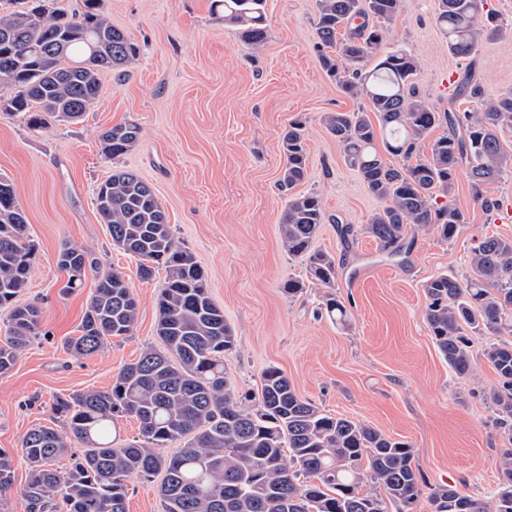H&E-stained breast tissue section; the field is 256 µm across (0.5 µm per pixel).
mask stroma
I'll use <instances>...</instances> for the list:
<instances>
[{"mask_svg": "<svg viewBox=\"0 0 512 512\" xmlns=\"http://www.w3.org/2000/svg\"><path fill=\"white\" fill-rule=\"evenodd\" d=\"M486 7L508 33L481 41L470 58L449 53L435 24L436 0H401L385 32L380 52L399 49L414 59L416 95L437 112L454 105L452 73L474 76L488 99L512 91V0ZM102 10L139 46L125 80L102 71L98 100L74 124L33 132L22 116L0 113V177L12 183L37 249L20 300L42 309L38 336L0 377V448L16 452L28 429L52 425L54 396L105 389L124 365L160 344L156 301L167 273L136 278L135 260L113 247L94 204L97 185L121 169L153 186L177 241L204 269L208 293L236 336L226 357L236 391H257L262 372L279 367L320 408L408 442L428 484L493 497L501 442L488 395L499 378L482 352L498 337L472 335L474 374L456 377L424 321V285L442 273L465 279L474 239L511 238L512 222L474 201L462 167L448 202L466 222L453 240L420 231L408 235L406 254L378 250L362 228L380 202L322 122L361 102L320 64L315 0H265L267 36L257 50L215 0H102ZM126 121L140 126L138 143L106 158L100 133ZM294 121L306 128L309 152L299 189L318 193L325 212L313 246L336 260L330 291L347 308L344 324L322 310L330 291L308 278L279 235L288 202L277 184L281 135ZM346 224L353 232L344 236ZM65 241L90 251L102 268L131 275L139 301L132 336L85 358L63 343L76 335L97 281L90 275L79 290L64 292L58 253ZM291 277L305 285L293 298L282 290Z\"/></svg>", "mask_w": 512, "mask_h": 512, "instance_id": "stroma-1", "label": "stroma"}]
</instances>
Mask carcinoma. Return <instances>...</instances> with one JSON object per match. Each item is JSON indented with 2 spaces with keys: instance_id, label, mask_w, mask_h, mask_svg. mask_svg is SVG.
<instances>
[{
  "instance_id": "1",
  "label": "carcinoma",
  "mask_w": 512,
  "mask_h": 512,
  "mask_svg": "<svg viewBox=\"0 0 512 512\" xmlns=\"http://www.w3.org/2000/svg\"><path fill=\"white\" fill-rule=\"evenodd\" d=\"M219 2L242 41L262 46L264 0ZM485 5L486 0H438L435 22L449 53L469 57L481 40L505 32ZM399 7L400 0H316L323 70L345 95L369 102L354 111L329 112L323 123L342 147L345 163L383 202L363 232L390 256L403 251L410 232L432 230L444 240L455 238L464 214L451 204L438 205L437 198L454 192L461 163L468 165L474 201L487 210L497 206L488 197L489 186L512 168V153L504 148L505 133L512 132V93L486 100L474 78H465L457 98L475 99L479 107L448 110V125L459 132L441 135L426 150L422 142L441 116L412 91L414 59L395 50L373 69L363 68ZM137 53L132 36L104 16L101 0H82L71 13L55 8L53 0H0V98L8 102L7 112L22 114L34 132L53 122L80 120L98 99L100 72L123 76ZM139 137L131 122L100 134L112 159L130 151ZM281 147L285 164L279 185L289 191L307 173L301 122L289 124ZM387 155L396 162L386 161ZM95 207L112 246L138 258L139 276H150L156 265L167 270L157 300L156 336L163 349L144 350L104 390L52 399L53 418L63 431L36 426L21 443L29 464L22 492L31 512H126L129 483L159 473L164 512H412L423 495L430 512H512V342L483 350L499 377L489 400L508 442L497 460L499 490L484 500L454 484L432 486L409 443L320 409L297 394L278 367L264 371L258 393L234 391L224 356L236 336L209 296L203 268L175 239L152 186L131 171H114L97 186ZM323 223L320 196L296 194L288 199L279 232L288 254L331 288L336 260L313 248ZM34 256L13 186L1 177L0 310L7 326L0 338V376L38 334L40 307L20 302ZM58 263L69 290L81 287L87 272H97L79 335L66 340L72 355H93L110 339L133 335L139 303L123 273L99 271L96 258L67 242ZM470 264L463 282L442 274L424 284V321L460 378L473 373L468 333L512 335V238L474 240ZM126 416L137 419L141 438L116 447L110 429ZM176 442L180 448L174 454L161 453ZM76 445L78 453L72 451ZM66 456L67 469L53 467ZM14 485L13 457L0 451V502Z\"/></svg>"
}]
</instances>
